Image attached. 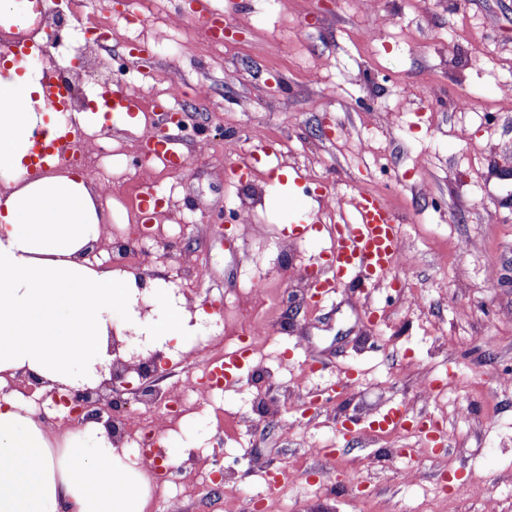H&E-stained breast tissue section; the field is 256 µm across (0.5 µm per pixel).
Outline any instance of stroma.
Here are the masks:
<instances>
[{"label": "stroma", "mask_w": 512, "mask_h": 512, "mask_svg": "<svg viewBox=\"0 0 512 512\" xmlns=\"http://www.w3.org/2000/svg\"><path fill=\"white\" fill-rule=\"evenodd\" d=\"M71 2L66 41L89 17L112 21L106 48L86 50L84 68L70 73L86 101L131 77L154 87L138 123L80 140L90 181L110 144L138 157L170 82L186 91L189 164L173 175V210L194 225L184 238L140 240L139 262L160 288L179 267L203 269V283L168 293L203 317L187 343L166 344L169 370L156 388L182 378L183 349L223 357L201 344L216 332L212 304L234 299L250 276L284 290L299 312L289 317L267 296L236 323L261 325L293 366H316L288 403L287 375L260 385L243 373L223 397L243 420L232 440L209 414L163 448L221 449L249 496L261 489L251 465L264 463L289 489L291 512H486L491 500L512 512V0H158L146 25L172 49L156 55L130 51L112 0ZM215 20L229 29L224 39L210 31ZM229 134L248 152L274 146L247 183L228 178L238 163L224 152ZM254 191L248 223L239 204ZM364 192L387 194L407 263L367 291L342 282L325 302L310 301L300 274L326 256L331 226L352 220ZM294 224L307 234L288 233ZM330 389L326 410L301 412ZM404 402L445 433L444 446L413 474L396 460L365 469L384 449L415 442V427L385 438L366 430ZM351 469L363 471L364 490L345 483ZM475 474L482 493L457 499Z\"/></svg>", "instance_id": "35a3bbf8"}]
</instances>
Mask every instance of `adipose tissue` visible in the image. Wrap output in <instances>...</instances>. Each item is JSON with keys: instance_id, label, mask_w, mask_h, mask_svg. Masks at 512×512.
Instances as JSON below:
<instances>
[{"instance_id": "1", "label": "adipose tissue", "mask_w": 512, "mask_h": 512, "mask_svg": "<svg viewBox=\"0 0 512 512\" xmlns=\"http://www.w3.org/2000/svg\"><path fill=\"white\" fill-rule=\"evenodd\" d=\"M42 99L37 78L0 71V384L30 373L52 386L94 388L112 362L111 337L160 348L193 336L196 325L180 303L162 320L142 316L134 276L88 260L109 214L84 176L16 179L34 154V130L60 134L33 111ZM148 501L142 469L126 463L103 425L56 443L33 414L0 403V512H144Z\"/></svg>"}]
</instances>
